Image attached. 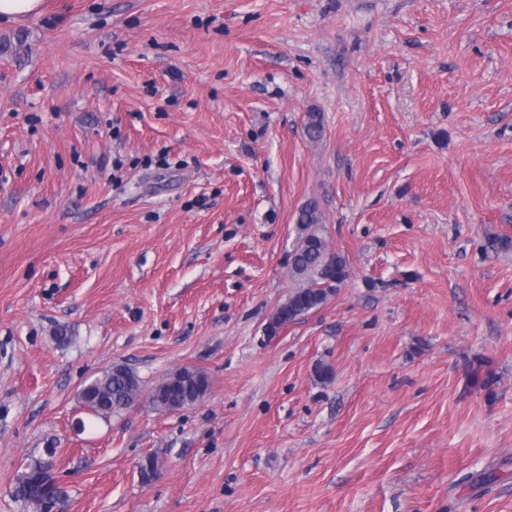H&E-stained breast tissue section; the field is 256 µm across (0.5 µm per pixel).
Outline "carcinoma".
Instances as JSON below:
<instances>
[{
    "mask_svg": "<svg viewBox=\"0 0 512 512\" xmlns=\"http://www.w3.org/2000/svg\"><path fill=\"white\" fill-rule=\"evenodd\" d=\"M297 228V245L289 268L295 287L271 315L266 327L270 336L326 303L348 277L345 257L329 247L323 234L317 202L310 201L301 208ZM208 388L209 379L204 372L182 367L157 383L149 393V400L156 410L172 411L188 401H201ZM142 394V380L136 371L124 363H115L84 387L81 399L92 415L107 417L131 408L133 400ZM42 471L40 460L25 466L15 485L19 500L27 503L33 499Z\"/></svg>",
    "mask_w": 512,
    "mask_h": 512,
    "instance_id": "carcinoma-1",
    "label": "carcinoma"
}]
</instances>
